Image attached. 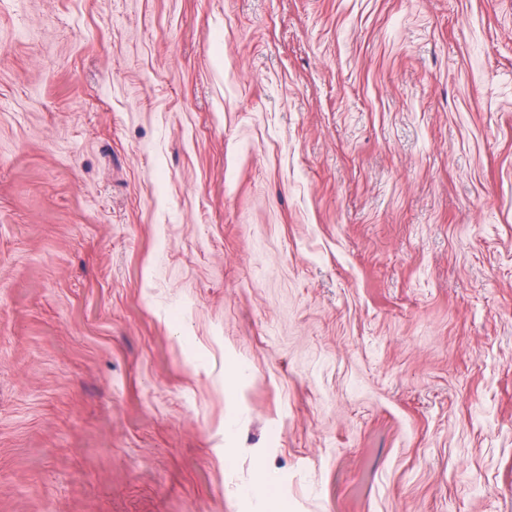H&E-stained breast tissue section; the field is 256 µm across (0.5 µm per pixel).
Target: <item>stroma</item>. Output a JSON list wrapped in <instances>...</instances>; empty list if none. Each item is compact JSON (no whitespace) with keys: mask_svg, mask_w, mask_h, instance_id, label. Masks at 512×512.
I'll list each match as a JSON object with an SVG mask.
<instances>
[{"mask_svg":"<svg viewBox=\"0 0 512 512\" xmlns=\"http://www.w3.org/2000/svg\"><path fill=\"white\" fill-rule=\"evenodd\" d=\"M0 512H512V0H0Z\"/></svg>","mask_w":512,"mask_h":512,"instance_id":"35a3bbf8","label":"stroma"}]
</instances>
